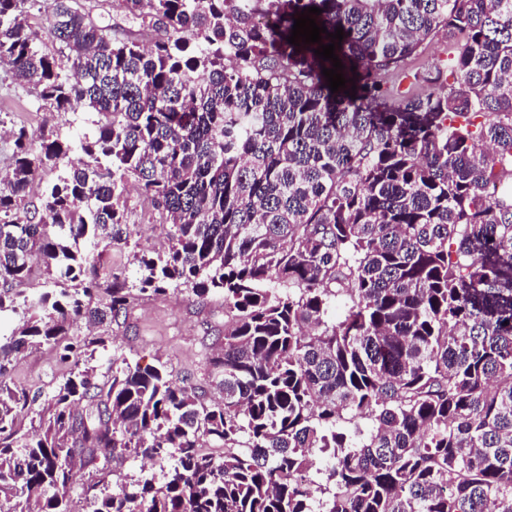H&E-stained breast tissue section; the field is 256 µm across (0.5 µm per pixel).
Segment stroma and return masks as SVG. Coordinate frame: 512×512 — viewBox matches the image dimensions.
<instances>
[{
  "label": "stroma",
  "mask_w": 512,
  "mask_h": 512,
  "mask_svg": "<svg viewBox=\"0 0 512 512\" xmlns=\"http://www.w3.org/2000/svg\"><path fill=\"white\" fill-rule=\"evenodd\" d=\"M450 46L445 36L428 39L417 56L404 65L403 88L425 90L422 82H413L414 74L432 69L447 59ZM0 117L8 127H23L30 134L74 137L93 118L83 106L68 112L45 111L31 89L18 86L8 69L0 67ZM127 207L138 224L129 244L114 246L109 256L113 271L133 276L134 252L162 250L166 246V225L163 218L136 193L126 196ZM224 333V298L215 294L200 301L184 288H173L162 295L140 299L128 312L125 321L113 326L107 345L95 354V363L107 368L113 356L125 355L141 364L164 365L175 383L184 377L214 389L210 360L218 350V338ZM68 367L55 352L43 346L29 350L10 367L8 384L30 393L47 392L63 383Z\"/></svg>",
  "instance_id": "35a3bbf8"
}]
</instances>
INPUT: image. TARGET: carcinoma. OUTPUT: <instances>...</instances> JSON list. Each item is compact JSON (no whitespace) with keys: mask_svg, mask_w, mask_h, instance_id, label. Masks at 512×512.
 <instances>
[{"mask_svg":"<svg viewBox=\"0 0 512 512\" xmlns=\"http://www.w3.org/2000/svg\"><path fill=\"white\" fill-rule=\"evenodd\" d=\"M35 2L0 0V66L96 120L18 128L0 177V313L22 310L0 337V512H71L84 469L92 512H512V0H121L135 30ZM313 6L327 32L290 44ZM441 31L435 90H395ZM338 42L333 93L314 50ZM131 185L170 224L133 284L100 262L132 237ZM171 285L224 296L219 402L162 365L99 373L105 337H70ZM37 345L65 382L1 381ZM125 453L173 467L114 492L100 461ZM95 474V470H85L74 476L67 494L71 510L74 512H91L89 502L85 499V490L90 483L98 479L99 476Z\"/></svg>","mask_w":512,"mask_h":512,"instance_id":"1","label":"carcinoma"}]
</instances>
